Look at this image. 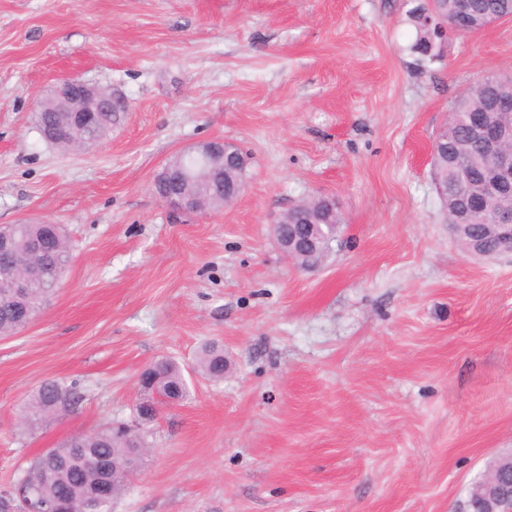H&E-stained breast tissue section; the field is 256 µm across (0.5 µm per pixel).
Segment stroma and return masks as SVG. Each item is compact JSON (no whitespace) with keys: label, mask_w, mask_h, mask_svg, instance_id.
<instances>
[{"label":"stroma","mask_w":512,"mask_h":512,"mask_svg":"<svg viewBox=\"0 0 512 512\" xmlns=\"http://www.w3.org/2000/svg\"><path fill=\"white\" fill-rule=\"evenodd\" d=\"M425 0H0V225H62L72 261L34 321L0 339V491L77 434L132 422L139 376L176 360L112 512H464L512 451V254L467 256L429 148L477 79L512 74V17L449 33L417 67ZM79 76L123 122L64 152L36 102ZM249 156L229 205L173 216L154 178L209 139ZM334 196L345 222L316 270L272 226ZM231 359L200 377L202 344ZM47 380L70 413L31 424ZM415 12L414 9L407 12L408 23L415 29V38L410 43L408 50L415 57L418 65L426 66L436 61L434 57H439L440 51L437 50L434 35L429 30L417 25ZM143 383L146 391H158L169 397L184 401L189 396V387L182 367L174 360L162 358L150 365ZM83 395L76 384L65 386L57 381H45L32 395L26 408L30 422L47 415H62L73 411Z\"/></svg>","instance_id":"stroma-1"}]
</instances>
